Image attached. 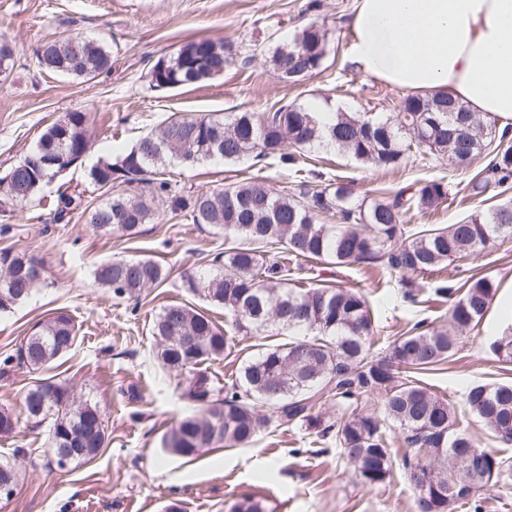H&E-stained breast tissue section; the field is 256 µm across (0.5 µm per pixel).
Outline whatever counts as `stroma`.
Returning <instances> with one entry per match:
<instances>
[{"instance_id": "1", "label": "stroma", "mask_w": 512, "mask_h": 512, "mask_svg": "<svg viewBox=\"0 0 512 512\" xmlns=\"http://www.w3.org/2000/svg\"><path fill=\"white\" fill-rule=\"evenodd\" d=\"M355 6L356 0H0V37L15 48L14 68L0 81V179L65 113L85 112L92 133L90 151L45 183L31 202L0 207V248L36 256L47 277L46 287L0 314V357L15 352L55 313L70 315L78 329L74 347L47 370L15 366L0 373V411L14 420L13 431L0 434V456L15 457L21 474L12 499L0 501V512H165L170 504L182 512H229L245 497L264 501L269 512H415L401 463L402 431L389 422L384 428L394 463L380 488L362 485L338 450L318 453L311 435L294 425L272 426L243 448H213L190 460L164 455L163 435L193 405L177 390V377L154 358L153 322L163 307L188 303L227 326L223 309L189 293L181 278L183 272L210 268L224 250V234L162 212L136 237L106 235L88 224L85 212L104 200L86 179L91 166L130 150L174 114L265 113L276 104L304 106L312 100L338 103L348 112L385 116L397 111L406 89L365 75L351 61L349 20ZM312 23L329 33L323 66L300 84L281 82L267 61L269 48ZM69 34L102 42L112 53L111 71L77 83L43 70L40 46ZM200 38L230 44L234 64L199 86L153 87L150 71L156 61ZM489 161L482 155L459 166L419 150L400 168L386 170L334 148L314 147L302 151L295 170L273 158L248 156L234 163L205 160L174 180L185 195L216 192L249 178L291 192L303 181L317 188L341 184L355 201L406 186L416 189L429 180L443 182L446 200L404 217L422 230L512 202V183L469 196V182ZM63 190L82 195L85 209L58 217L54 200ZM140 255L173 269L168 282L140 303L114 298L94 285L97 265ZM443 274L458 283L486 275L497 290L488 314L468 331L453 360L424 380L453 404L460 429L512 464V444L497 441L464 401L472 386L512 380V364L500 363L490 349L512 326V238L496 239L468 260L449 262ZM430 280L427 274L416 276L423 291L415 306L403 302L395 275L379 261L308 262L299 285L358 290L371 310L372 350L378 353L415 322L447 324L448 302L427 291ZM289 340L287 330L277 326L258 335L234 334L233 352L211 370L227 378L242 361ZM46 381L65 383L77 400L104 411L108 440L92 460L46 469L48 425L29 418L24 406L27 390Z\"/></svg>"}]
</instances>
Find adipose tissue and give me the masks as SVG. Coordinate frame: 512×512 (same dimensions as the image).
<instances>
[{"label": "adipose tissue", "mask_w": 512, "mask_h": 512, "mask_svg": "<svg viewBox=\"0 0 512 512\" xmlns=\"http://www.w3.org/2000/svg\"><path fill=\"white\" fill-rule=\"evenodd\" d=\"M352 62L512 125V0H357Z\"/></svg>", "instance_id": "1"}]
</instances>
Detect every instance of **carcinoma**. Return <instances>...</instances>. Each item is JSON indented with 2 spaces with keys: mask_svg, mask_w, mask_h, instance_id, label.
<instances>
[{
  "mask_svg": "<svg viewBox=\"0 0 512 512\" xmlns=\"http://www.w3.org/2000/svg\"><path fill=\"white\" fill-rule=\"evenodd\" d=\"M327 30L314 24L293 39L274 47L269 64L279 79L297 84L319 69L327 55ZM45 69L82 83L108 72L111 52L78 35L44 43L38 53ZM234 63L232 49L210 39L193 40L166 59L165 75L151 72L159 88L171 81L196 85L224 73ZM93 72L94 76L87 75ZM483 117L449 95H408L399 112L384 118L370 113L339 112L325 125L302 106H281L259 115L228 112L176 116L160 129L140 138L126 153L99 161L89 169L90 184L112 187V196L88 213V223L104 233L134 238L157 212L178 211L193 224H207L243 243L217 255L208 275L186 276L190 292L228 312L234 330L259 333L271 324L308 330L312 337L267 349L242 364L235 378L220 382L209 367L232 353L227 331L197 307L181 303L164 307L156 316L155 359L168 372L191 374L182 396L195 411L184 416L162 438L166 454L192 458L224 446L244 447L273 423L298 425L324 437L333 432L340 453L350 461L362 483L386 484L391 474L390 441L377 416L363 414L359 404L379 400L385 415L403 430L408 448L409 481L415 489L416 512H482V494L508 472L505 461L477 446L463 430L450 403L431 392L419 375L451 362L463 332L486 316L495 291L492 279L481 276L455 286L445 279L434 283V294L450 301V328L425 329L416 323L388 344L384 356H371L374 334L370 309L353 288L289 287L290 267L269 264V249L304 261L333 260L349 264L385 258L393 271L434 274L452 259H463L497 238L512 237V203L500 204L457 224L416 231L403 223L412 209L437 206L447 187L429 181L416 190L354 202L341 187L311 189L303 183L299 195L278 191L259 181L235 182L211 194L184 196L164 177L167 166L190 158L188 165L220 158L236 162L252 154L276 157L297 166L286 144L300 150L324 142L355 161L397 169L412 149L440 158L472 162L488 152L492 159L484 175L471 182V195L482 194L494 182L512 181V145L501 132L492 144ZM496 131V127L489 128ZM87 115L67 112L48 125L29 154L42 151L77 159L89 149ZM58 172L55 166L33 171L26 157L0 181V204L22 205ZM152 179H146V176ZM334 212L337 224H320L318 217ZM171 271L151 257L115 259L100 264L94 282L116 298L139 300L163 285ZM45 283L42 263L12 247L0 249V313L27 299ZM77 327L64 313L45 320L26 337L15 353L3 359L31 371L50 367L75 344ZM500 362H512V334L493 343ZM336 403V421L322 425L316 407L322 400ZM465 404L497 440L512 443V382L476 385ZM29 416L51 420L48 447L73 452L70 461H90L108 439L105 414L96 404L78 402L68 387L43 382L25 395ZM220 431H215V424ZM19 473L7 458L0 459V487L16 488ZM230 512H266L253 498L232 504Z\"/></svg>",
  "mask_w": 512,
  "mask_h": 512,
  "instance_id": "1",
  "label": "carcinoma"
}]
</instances>
